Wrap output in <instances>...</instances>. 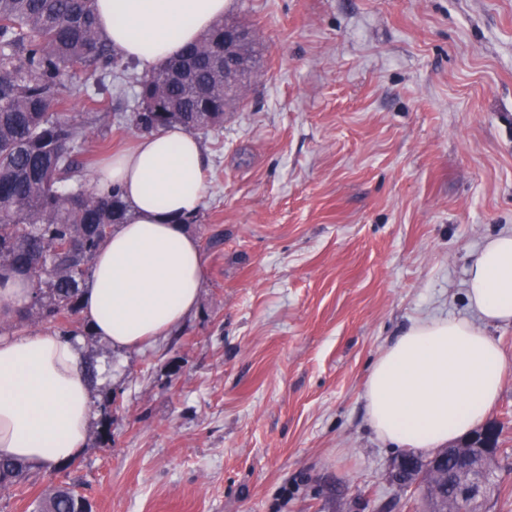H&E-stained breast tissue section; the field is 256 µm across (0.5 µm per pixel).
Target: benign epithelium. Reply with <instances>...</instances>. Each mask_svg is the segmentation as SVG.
<instances>
[{
	"label": "benign epithelium",
	"instance_id": "benign-epithelium-1",
	"mask_svg": "<svg viewBox=\"0 0 512 512\" xmlns=\"http://www.w3.org/2000/svg\"><path fill=\"white\" fill-rule=\"evenodd\" d=\"M253 38L252 31L245 25L238 23L224 25V60L222 75L224 77V90H230L239 97H244V87L232 80V75L243 68L238 48L243 43ZM498 433L495 425H489L475 432L461 444L453 446L437 453L425 460V466L417 469V459H399L392 472L391 482L399 491H412L419 496H426V485L431 482L438 473L442 472L448 453H453L461 465L460 474L470 473L476 470L475 462L478 460L489 461L495 456L496 445L493 444V435ZM485 475L473 481L461 483L456 488V498L448 502V512H481L483 505L491 497L490 468H483Z\"/></svg>",
	"mask_w": 512,
	"mask_h": 512
}]
</instances>
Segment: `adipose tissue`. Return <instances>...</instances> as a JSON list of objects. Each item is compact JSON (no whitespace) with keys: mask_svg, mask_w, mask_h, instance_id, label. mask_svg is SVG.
<instances>
[{"mask_svg":"<svg viewBox=\"0 0 512 512\" xmlns=\"http://www.w3.org/2000/svg\"><path fill=\"white\" fill-rule=\"evenodd\" d=\"M227 3L94 0V12L99 34L148 72L195 43ZM205 167L197 139L171 126L95 171V189L119 187L131 214L97 252L81 295L83 318L112 347L150 345L196 309L205 257L184 222L203 204ZM465 298L472 318L415 320L371 365L367 417L387 445L438 449L469 435L496 406L507 362L487 328L512 323V232L474 255ZM89 394L78 340L50 331L0 337V457L75 461L86 445Z\"/></svg>","mask_w":512,"mask_h":512,"instance_id":"1","label":"adipose tissue"}]
</instances>
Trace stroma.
Listing matches in <instances>:
<instances>
[{
    "label": "stroma",
    "mask_w": 512,
    "mask_h": 512,
    "mask_svg": "<svg viewBox=\"0 0 512 512\" xmlns=\"http://www.w3.org/2000/svg\"><path fill=\"white\" fill-rule=\"evenodd\" d=\"M225 15L265 51L245 107L199 138L198 306L141 349L83 337L112 369L86 446L0 488V512L61 484L92 512H416L364 380L412 321L471 317L470 260L512 230V0H229ZM138 72L63 93L82 113L112 86L87 171L141 137L112 124ZM488 421L490 512H512V370Z\"/></svg>",
    "instance_id": "35a3bbf8"
}]
</instances>
